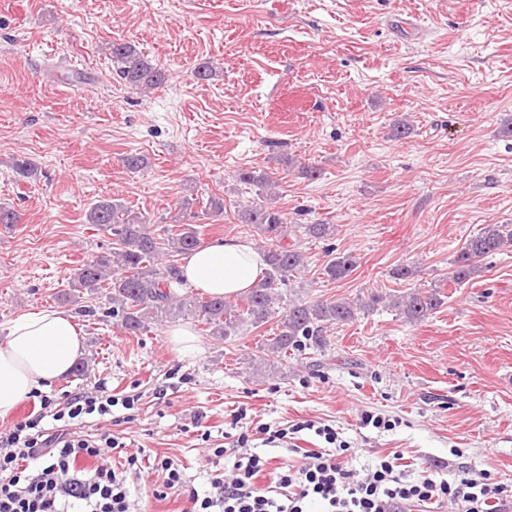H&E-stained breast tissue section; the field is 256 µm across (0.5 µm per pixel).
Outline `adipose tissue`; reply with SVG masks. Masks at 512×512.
<instances>
[{
	"label": "adipose tissue",
	"instance_id": "1",
	"mask_svg": "<svg viewBox=\"0 0 512 512\" xmlns=\"http://www.w3.org/2000/svg\"><path fill=\"white\" fill-rule=\"evenodd\" d=\"M264 269L263 255L232 237L184 257L179 275L191 288L231 298L252 288ZM83 353L82 331L66 310L43 309L13 319L0 341V418L32 392L65 380Z\"/></svg>",
	"mask_w": 512,
	"mask_h": 512
}]
</instances>
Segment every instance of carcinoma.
Wrapping results in <instances>:
<instances>
[{"label": "carcinoma", "mask_w": 512, "mask_h": 512, "mask_svg": "<svg viewBox=\"0 0 512 512\" xmlns=\"http://www.w3.org/2000/svg\"><path fill=\"white\" fill-rule=\"evenodd\" d=\"M115 73L124 83L139 91L155 89L165 83V70L151 63L130 42L114 41L108 46ZM201 214L214 220L224 217V199L211 196ZM238 220L251 226L265 243L267 271L262 280L245 296V309L221 296L188 298L174 293L171 282L177 276L175 258L201 245L198 231L187 225L180 233L163 228V233L149 231L151 220L119 200L103 199L88 213V223L112 230L116 236L112 251L92 258L77 269L68 283L64 297L75 300L78 292H95L108 288L112 293V316L120 318L131 336L141 333L147 323L162 322L171 316H187L210 329V335L228 339L239 335L245 324L260 327L276 323L275 336L257 346L258 353L288 357L307 343L325 347L326 329L351 321L359 312H367L383 303L396 309L410 322L421 321L443 304L440 291H410L391 300L383 293L372 292L361 301L343 299L308 303L284 300L280 287L305 268L301 251L285 246L288 218L273 205L257 203L238 211ZM512 245V224H488L469 238L451 262L448 279L463 285L473 279L480 262L505 246ZM356 268L355 258L341 255L330 258L320 269L328 282L346 278Z\"/></svg>", "instance_id": "obj_1"}]
</instances>
